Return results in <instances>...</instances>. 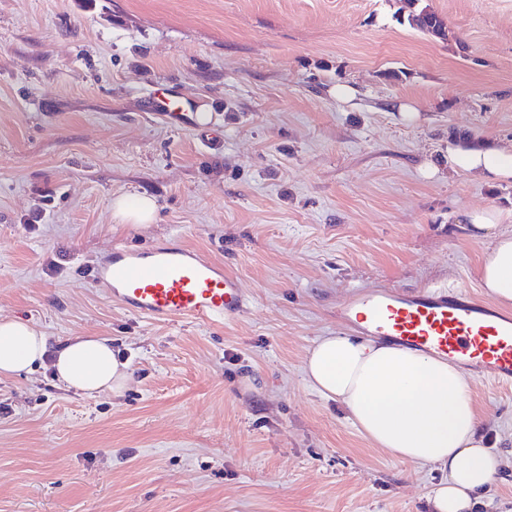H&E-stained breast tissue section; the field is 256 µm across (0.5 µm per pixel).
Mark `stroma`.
Wrapping results in <instances>:
<instances>
[{
  "instance_id": "35a3bbf8",
  "label": "stroma",
  "mask_w": 512,
  "mask_h": 512,
  "mask_svg": "<svg viewBox=\"0 0 512 512\" xmlns=\"http://www.w3.org/2000/svg\"><path fill=\"white\" fill-rule=\"evenodd\" d=\"M423 2L446 38L403 0H0V319L109 338L131 371L95 399L45 367L0 378V512H434L445 473L374 447L304 373L348 294L487 296L464 215L512 212V183L449 174L447 146L512 147V0ZM173 84L209 132L147 115ZM144 194L155 223L115 216ZM178 240L245 312L156 322L89 279L113 245ZM470 396L500 459L475 512H512V386ZM409 5V11L406 21L414 29L435 37L445 36V22L433 10L427 6L418 7L420 0H406Z\"/></svg>"
}]
</instances>
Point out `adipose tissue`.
I'll use <instances>...</instances> for the list:
<instances>
[{
	"instance_id": "ef3b65f1",
	"label": "adipose tissue",
	"mask_w": 512,
	"mask_h": 512,
	"mask_svg": "<svg viewBox=\"0 0 512 512\" xmlns=\"http://www.w3.org/2000/svg\"><path fill=\"white\" fill-rule=\"evenodd\" d=\"M448 171L489 184L512 182V149L468 136L448 138ZM496 209L467 213L471 235L488 240L480 268L483 288L512 303V232ZM51 360L65 389L93 398L117 393L129 364L106 338L55 341L20 319L0 320V376L16 375ZM311 386L339 402L348 421L376 447L437 466L448 478L434 490L435 512H473L500 465L479 427L469 384L453 363L388 342L338 334L321 337L305 363Z\"/></svg>"
}]
</instances>
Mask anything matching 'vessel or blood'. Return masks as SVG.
I'll list each match as a JSON object with an SVG mask.
<instances>
[{"label": "vessel or blood", "instance_id": "obj_1", "mask_svg": "<svg viewBox=\"0 0 512 512\" xmlns=\"http://www.w3.org/2000/svg\"><path fill=\"white\" fill-rule=\"evenodd\" d=\"M146 108L173 126L194 130L202 121L197 106L184 102L174 86L149 97ZM90 273L111 300L156 321L179 316L218 324L249 303L223 264L185 244L161 242L147 251L117 245ZM336 317L354 335L448 359L498 385L512 384V313L460 289L382 288L338 307Z\"/></svg>", "mask_w": 512, "mask_h": 512}]
</instances>
